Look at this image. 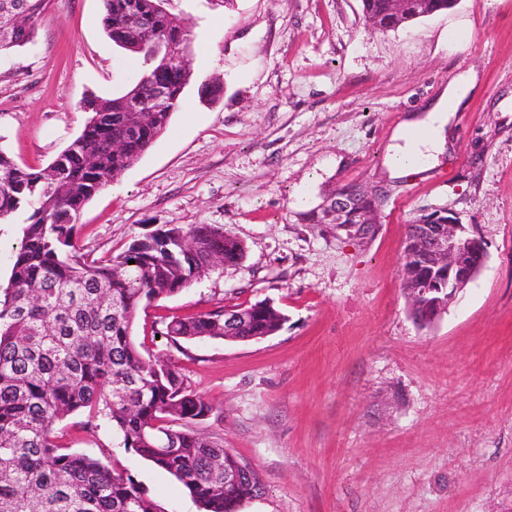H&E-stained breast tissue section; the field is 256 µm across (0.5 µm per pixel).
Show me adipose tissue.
I'll list each match as a JSON object with an SVG mask.
<instances>
[{"instance_id":"obj_1","label":"adipose tissue","mask_w":512,"mask_h":512,"mask_svg":"<svg viewBox=\"0 0 512 512\" xmlns=\"http://www.w3.org/2000/svg\"><path fill=\"white\" fill-rule=\"evenodd\" d=\"M475 82L460 77L448 84L426 107L424 114L404 122L387 148L390 177L399 178L412 171L414 164H432L446 151V127L454 112L463 104Z\"/></svg>"}]
</instances>
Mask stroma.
Returning <instances> with one entry per match:
<instances>
[{
    "label": "stroma",
    "instance_id": "35a3bbf8",
    "mask_svg": "<svg viewBox=\"0 0 512 512\" xmlns=\"http://www.w3.org/2000/svg\"><path fill=\"white\" fill-rule=\"evenodd\" d=\"M193 75L165 131L82 210L77 246L125 250L165 224H214L245 257L139 312L144 356L214 406L197 429L254 469L240 512H512V0H456L395 30L361 0H167ZM102 0H50L32 44L0 56V149L42 168L82 131L89 96L139 67L103 28ZM476 88L432 169L387 176L406 117L452 79ZM348 184L386 186L374 234L313 216ZM445 210L486 237L480 276L429 326L401 282L408 226ZM270 301L258 341L174 344L162 321ZM57 441L124 471L164 512H203L106 426Z\"/></svg>",
    "mask_w": 512,
    "mask_h": 512
}]
</instances>
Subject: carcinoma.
<instances>
[{
    "label": "carcinoma",
    "mask_w": 512,
    "mask_h": 512,
    "mask_svg": "<svg viewBox=\"0 0 512 512\" xmlns=\"http://www.w3.org/2000/svg\"><path fill=\"white\" fill-rule=\"evenodd\" d=\"M165 0H103L104 29L138 60L131 89L147 108L136 122L124 112L128 91L90 100L82 132L46 167L33 169L0 149V222L23 221L7 288L0 291V512H164L129 475L54 440L53 426L82 414L85 425H110L127 450L180 481L204 512H238L258 494L253 470L224 485V467L239 460L199 433L213 405L189 390L175 366L146 359L133 339L140 309L190 287L213 269L244 258L242 241L211 224H168L107 259L77 250V218L89 200L135 164L167 128L192 77L187 24ZM32 26L0 44L21 48L49 0H26ZM383 24L389 0H362ZM137 9L148 37L130 41L125 18ZM183 56L164 61L161 45ZM171 70V111L152 112L158 73ZM126 143L112 155V142ZM241 338L272 336L287 321L264 301L239 307ZM173 342L224 338V308L163 321Z\"/></svg>",
    "instance_id": "1"
}]
</instances>
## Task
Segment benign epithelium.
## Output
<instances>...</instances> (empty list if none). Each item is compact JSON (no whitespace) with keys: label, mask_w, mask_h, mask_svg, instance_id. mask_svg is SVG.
Masks as SVG:
<instances>
[{"label":"benign epithelium","mask_w":512,"mask_h":512,"mask_svg":"<svg viewBox=\"0 0 512 512\" xmlns=\"http://www.w3.org/2000/svg\"><path fill=\"white\" fill-rule=\"evenodd\" d=\"M428 0H391L390 12L401 16L412 9L415 13L427 10ZM29 13L12 0H0V35L9 37L27 26ZM351 208L349 197L332 196L328 209L336 217V228H347L353 237L365 239L373 235L379 208L366 212L358 224L342 225ZM409 232L424 243L433 256V262L419 277V282L406 291L407 304L423 303L425 308L441 317L466 286L483 270L488 260L485 238L471 224L461 223L450 215L439 220L435 213L425 214L409 226Z\"/></svg>","instance_id":"1"}]
</instances>
